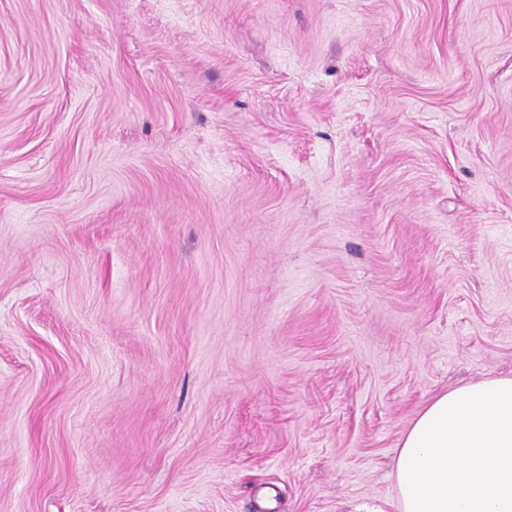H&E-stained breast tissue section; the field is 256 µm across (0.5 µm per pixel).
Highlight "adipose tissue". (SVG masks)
<instances>
[{
    "instance_id": "obj_1",
    "label": "adipose tissue",
    "mask_w": 512,
    "mask_h": 512,
    "mask_svg": "<svg viewBox=\"0 0 512 512\" xmlns=\"http://www.w3.org/2000/svg\"><path fill=\"white\" fill-rule=\"evenodd\" d=\"M392 480L396 512H512V375L429 401L399 439Z\"/></svg>"
}]
</instances>
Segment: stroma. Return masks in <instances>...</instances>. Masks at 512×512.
I'll return each instance as SVG.
<instances>
[{
  "mask_svg": "<svg viewBox=\"0 0 512 512\" xmlns=\"http://www.w3.org/2000/svg\"><path fill=\"white\" fill-rule=\"evenodd\" d=\"M512 372V0H0V512H396Z\"/></svg>",
  "mask_w": 512,
  "mask_h": 512,
  "instance_id": "1",
  "label": "stroma"
}]
</instances>
